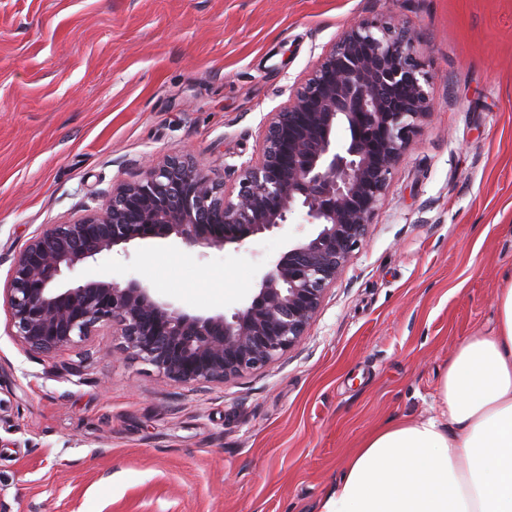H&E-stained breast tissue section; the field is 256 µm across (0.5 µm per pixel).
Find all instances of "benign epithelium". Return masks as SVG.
<instances>
[{
    "mask_svg": "<svg viewBox=\"0 0 512 512\" xmlns=\"http://www.w3.org/2000/svg\"><path fill=\"white\" fill-rule=\"evenodd\" d=\"M418 43L414 29L379 20L342 32L269 113L258 156L229 190L192 157L168 156L139 179L113 184L102 206L45 225L5 283L13 335L50 355L110 326L125 350L183 385H222L297 347L433 112ZM292 218L315 230L266 262L257 291L230 313L188 314L136 281L58 287L64 271L135 240L241 247Z\"/></svg>",
    "mask_w": 512,
    "mask_h": 512,
    "instance_id": "benign-epithelium-1",
    "label": "benign epithelium"
}]
</instances>
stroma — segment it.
I'll return each mask as SVG.
<instances>
[{"label": "stroma", "instance_id": "1", "mask_svg": "<svg viewBox=\"0 0 512 512\" xmlns=\"http://www.w3.org/2000/svg\"><path fill=\"white\" fill-rule=\"evenodd\" d=\"M393 17L420 33L435 109L301 344L189 386L108 326L30 351L0 301V512H318L373 430L440 415L442 374L512 273V0H0V287L43 225L151 162L188 151L233 186L338 35ZM310 231L204 253L138 240L62 282L135 280L217 314Z\"/></svg>", "mask_w": 512, "mask_h": 512}]
</instances>
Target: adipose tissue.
Returning a JSON list of instances; mask_svg holds the SVG:
<instances>
[{
  "instance_id": "1",
  "label": "adipose tissue",
  "mask_w": 512,
  "mask_h": 512,
  "mask_svg": "<svg viewBox=\"0 0 512 512\" xmlns=\"http://www.w3.org/2000/svg\"><path fill=\"white\" fill-rule=\"evenodd\" d=\"M496 322L441 378L442 418H401L350 457L319 512H512V274Z\"/></svg>"
}]
</instances>
